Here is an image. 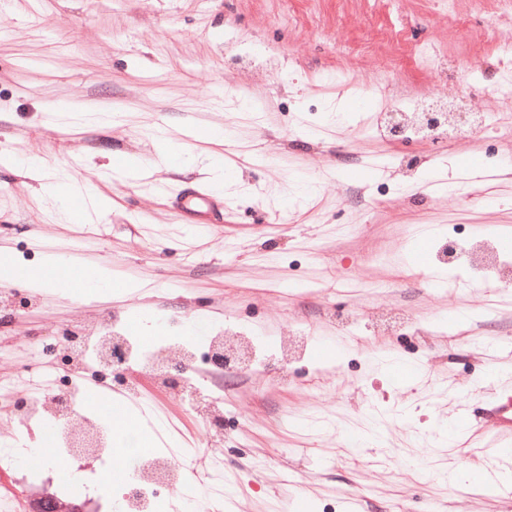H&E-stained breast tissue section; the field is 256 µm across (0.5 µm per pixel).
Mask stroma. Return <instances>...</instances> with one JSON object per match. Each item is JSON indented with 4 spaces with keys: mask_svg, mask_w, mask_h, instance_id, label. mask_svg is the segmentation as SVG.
Segmentation results:
<instances>
[{
    "mask_svg": "<svg viewBox=\"0 0 512 512\" xmlns=\"http://www.w3.org/2000/svg\"><path fill=\"white\" fill-rule=\"evenodd\" d=\"M511 34L512 0H0V254L24 267L60 252L75 275L104 264L140 285L92 300L55 288L0 313V385L21 364L62 377L35 337L104 309L135 342L140 322L200 308L215 331L251 338L250 362L171 389L133 357L138 399L113 387L112 417L161 424L138 445L169 454L206 439L197 408L219 401L230 512H512L472 478L512 456V435L472 422L448 441L462 412L512 388V284L431 263L447 241L485 237L507 240L512 265V140L492 127L512 119L498 94L512 68L497 59ZM389 61L390 96L360 93ZM441 92L481 122L438 140L379 131L381 113ZM62 99L119 123L51 127ZM333 104L348 120L331 121ZM156 126L182 145L184 171L159 167ZM211 128L231 132L220 151L237 182L198 240L170 197L206 183ZM13 155L65 169L73 221L7 167ZM129 165L145 177L119 179ZM84 214L108 231L80 247Z\"/></svg>",
    "mask_w": 512,
    "mask_h": 512,
    "instance_id": "35a3bbf8",
    "label": "stroma"
}]
</instances>
